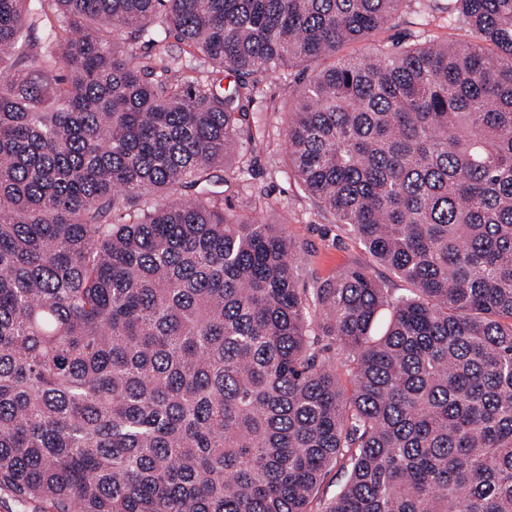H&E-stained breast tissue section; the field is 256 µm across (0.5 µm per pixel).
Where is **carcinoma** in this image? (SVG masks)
<instances>
[{
    "label": "carcinoma",
    "instance_id": "1",
    "mask_svg": "<svg viewBox=\"0 0 512 512\" xmlns=\"http://www.w3.org/2000/svg\"><path fill=\"white\" fill-rule=\"evenodd\" d=\"M404 4L0 0V494L512 512V0H448L469 41L339 56ZM321 60L284 152L365 266L302 288L282 223L191 191L255 171L228 164L257 96Z\"/></svg>",
    "mask_w": 512,
    "mask_h": 512
}]
</instances>
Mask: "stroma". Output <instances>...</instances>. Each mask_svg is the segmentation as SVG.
I'll return each instance as SVG.
<instances>
[{
  "mask_svg": "<svg viewBox=\"0 0 512 512\" xmlns=\"http://www.w3.org/2000/svg\"><path fill=\"white\" fill-rule=\"evenodd\" d=\"M448 0H407L390 22L378 30L368 42H353L342 53L355 56L366 52L369 45L436 41H466L467 25L447 11ZM298 69L279 68L263 95L255 103L265 128L266 151L259 155L255 175L244 176L238 185L224 194L226 207L243 211L249 198H266L274 211L285 213L291 221L284 230L300 245L296 257L299 281L311 284L313 279L335 278L337 274L357 267L364 259V249L350 226L335 223L318 208L316 201L286 173L284 139L292 91Z\"/></svg>",
  "mask_w": 512,
  "mask_h": 512,
  "instance_id": "35a3bbf8",
  "label": "stroma"
}]
</instances>
